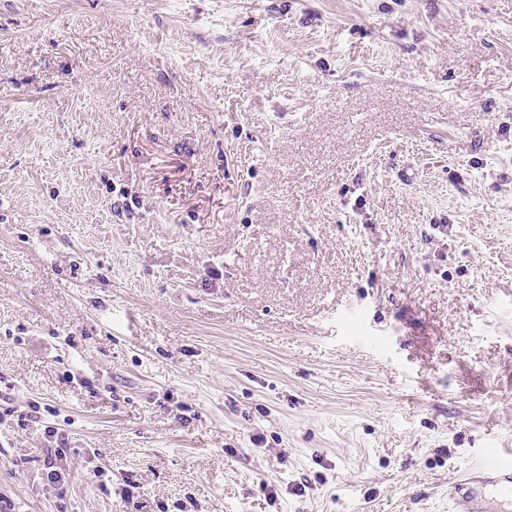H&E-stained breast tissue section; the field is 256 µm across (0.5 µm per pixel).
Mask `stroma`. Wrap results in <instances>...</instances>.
<instances>
[{
	"label": "stroma",
	"mask_w": 512,
	"mask_h": 512,
	"mask_svg": "<svg viewBox=\"0 0 512 512\" xmlns=\"http://www.w3.org/2000/svg\"><path fill=\"white\" fill-rule=\"evenodd\" d=\"M0 395L15 512H448L512 449V0H6Z\"/></svg>",
	"instance_id": "35a3bbf8"
}]
</instances>
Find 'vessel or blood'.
<instances>
[{
  "mask_svg": "<svg viewBox=\"0 0 512 512\" xmlns=\"http://www.w3.org/2000/svg\"><path fill=\"white\" fill-rule=\"evenodd\" d=\"M450 497L463 512H490L487 487L512 492V455L478 466L462 477L448 480Z\"/></svg>",
  "mask_w": 512,
  "mask_h": 512,
  "instance_id": "obj_1",
  "label": "vessel or blood"
}]
</instances>
